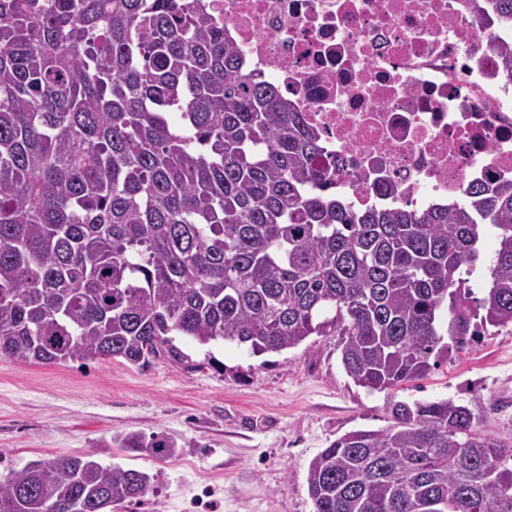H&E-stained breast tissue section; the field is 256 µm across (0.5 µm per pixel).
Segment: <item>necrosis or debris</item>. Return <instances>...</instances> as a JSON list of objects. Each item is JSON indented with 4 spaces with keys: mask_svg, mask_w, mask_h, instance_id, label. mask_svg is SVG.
<instances>
[{
    "mask_svg": "<svg viewBox=\"0 0 512 512\" xmlns=\"http://www.w3.org/2000/svg\"><path fill=\"white\" fill-rule=\"evenodd\" d=\"M250 73L321 137L354 207L429 209L512 180V82L479 0H206Z\"/></svg>",
    "mask_w": 512,
    "mask_h": 512,
    "instance_id": "1",
    "label": "necrosis or debris"
}]
</instances>
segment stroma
I'll list each match as a JSON object with an SVG mask.
<instances>
[{
	"label": "stroma",
	"instance_id": "35a3bbf8",
	"mask_svg": "<svg viewBox=\"0 0 512 512\" xmlns=\"http://www.w3.org/2000/svg\"><path fill=\"white\" fill-rule=\"evenodd\" d=\"M174 343L187 362L0 360V476L90 454L155 478L153 494L116 512H314L311 459L348 432L388 428L391 403L450 399L478 430L512 441V323L433 353L425 379L384 391L347 375L335 333L260 356L231 343ZM117 431L166 436L176 452L160 460L105 447Z\"/></svg>",
	"mask_w": 512,
	"mask_h": 512
}]
</instances>
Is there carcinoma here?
Returning <instances> with one entry per match:
<instances>
[{"label":"carcinoma","instance_id":"obj_1","mask_svg":"<svg viewBox=\"0 0 512 512\" xmlns=\"http://www.w3.org/2000/svg\"><path fill=\"white\" fill-rule=\"evenodd\" d=\"M202 0H0V359L184 360L200 346L280 353L343 336L359 386L426 378L442 341L512 323V181L420 212L356 211L328 190L319 134L243 69ZM512 25V0H482ZM179 119L172 121L171 114ZM499 248L481 298L461 277ZM386 430L309 463L314 512H512L508 444L452 400L397 402ZM176 443L116 432L106 447ZM154 477L88 454L0 479L8 512H112Z\"/></svg>","mask_w":512,"mask_h":512}]
</instances>
